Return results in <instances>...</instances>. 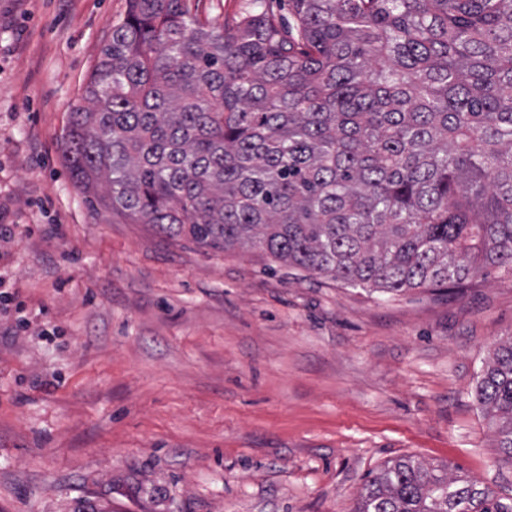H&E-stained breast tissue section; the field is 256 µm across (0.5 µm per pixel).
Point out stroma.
<instances>
[{"mask_svg":"<svg viewBox=\"0 0 512 512\" xmlns=\"http://www.w3.org/2000/svg\"><path fill=\"white\" fill-rule=\"evenodd\" d=\"M127 0H0V512H353L411 456L512 497V270L391 295L92 212L69 114ZM475 399L495 429L501 460L512 465V336L500 341L480 371Z\"/></svg>","mask_w":512,"mask_h":512,"instance_id":"obj_1","label":"stroma"}]
</instances>
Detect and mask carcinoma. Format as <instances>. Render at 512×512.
I'll list each match as a JSON object with an SVG mask.
<instances>
[{"label":"carcinoma","mask_w":512,"mask_h":512,"mask_svg":"<svg viewBox=\"0 0 512 512\" xmlns=\"http://www.w3.org/2000/svg\"><path fill=\"white\" fill-rule=\"evenodd\" d=\"M253 0L232 25L128 0L63 157L116 224L397 295L512 268V0ZM475 399L512 465V336ZM354 512H512L411 457Z\"/></svg>","instance_id":"obj_1"}]
</instances>
